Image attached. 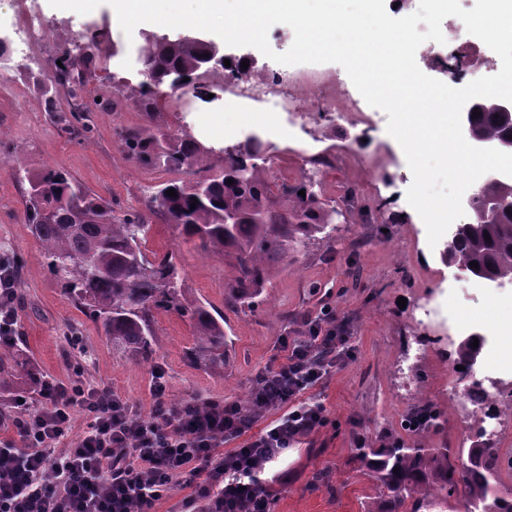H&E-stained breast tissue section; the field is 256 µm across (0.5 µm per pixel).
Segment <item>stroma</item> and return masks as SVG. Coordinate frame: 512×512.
<instances>
[{
	"label": "stroma",
	"mask_w": 512,
	"mask_h": 512,
	"mask_svg": "<svg viewBox=\"0 0 512 512\" xmlns=\"http://www.w3.org/2000/svg\"><path fill=\"white\" fill-rule=\"evenodd\" d=\"M33 6L44 23L36 53L0 69V256L18 273L13 388H29L35 373L63 382L104 383L146 416L154 407L152 375L159 371L172 401L244 405L256 373L275 365L280 337L298 335V317L319 314L327 304L347 325L351 351L310 392L324 406L326 424L276 463L275 472L286 481L269 485L272 512H366L377 482L356 456L363 440L380 445L398 438L411 448H447L454 454L470 448L483 414L454 384L448 353L463 336L481 329L486 351L474 379L512 382V363L494 355L512 331L492 318L496 304L512 302V289L488 292L455 279L438 249L429 247L424 223L406 200L413 176L405 154L386 130L385 112L351 89L345 69L336 63L302 64V71L321 76V84L273 86V100L287 102L276 109L265 101L227 104L224 74L212 72L189 92L184 106L167 96L159 99L156 112L146 114L133 106L141 80L136 50L150 37L177 40L179 30L141 24L128 37L107 4L87 14L58 11L48 0H34ZM461 25L457 17L445 18L443 28H459L458 40L424 42L425 53L416 59L423 73L440 78L434 55L459 46L471 49L469 67L497 61V54ZM93 32L103 35V47L114 54L98 59L85 94L113 98L114 104L93 113L94 132L85 137L63 132L40 100L48 85L46 64L60 40ZM333 81L349 86V105H325ZM117 84L124 87L118 96ZM203 108L223 113L225 125L237 128L236 137L198 124L196 114ZM157 126L193 137L205 149L202 167L215 171L224 164L225 147L259 134L271 184L313 177L322 201L338 212L332 239L313 241L269 263L259 302L250 309L229 301L235 277L230 260L152 219L146 251L174 252L186 295L210 303L224 317L232 352L220 366L191 362L194 327L172 312L155 315L150 359L114 348L85 310L64 295L24 222L19 168L60 166L111 200L116 214L145 209L148 189L174 174L130 160L120 134ZM402 297L407 303L401 307ZM424 403L439 414V427L425 435L405 431L403 418Z\"/></svg>",
	"instance_id": "35a3bbf8"
}]
</instances>
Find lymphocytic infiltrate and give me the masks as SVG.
<instances>
[{"label": "lymphocytic infiltrate", "instance_id": "1", "mask_svg": "<svg viewBox=\"0 0 512 512\" xmlns=\"http://www.w3.org/2000/svg\"><path fill=\"white\" fill-rule=\"evenodd\" d=\"M17 274L0 259V347L16 342ZM305 336L280 337L277 366L260 371L249 405L177 404L163 379L149 416L106 385L40 379V409L16 418L18 440H0V512H154L172 485L192 487L185 512H270L264 473L287 449L324 426L320 402L304 393L342 364L350 338L331 308L304 317ZM278 411L260 433L259 412ZM86 427L70 431L75 413ZM244 438L240 448L224 443Z\"/></svg>", "mask_w": 512, "mask_h": 512}]
</instances>
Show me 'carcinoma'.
<instances>
[{"mask_svg": "<svg viewBox=\"0 0 512 512\" xmlns=\"http://www.w3.org/2000/svg\"><path fill=\"white\" fill-rule=\"evenodd\" d=\"M210 42L149 39L139 50L142 80L139 110L155 111L161 88L186 92L206 76L203 54ZM62 66L47 76L52 95L44 99L48 112L59 111L58 88L67 93L68 113L59 120L77 123L91 132L90 113L104 109L108 101H86L83 89L95 76L96 54L85 51L58 55ZM488 141L500 133L493 112L475 118ZM130 158L146 166L183 169L191 178L171 179L150 192L149 211L163 217L188 239L224 254L236 270L231 300L254 305L268 276V260L284 256L289 248H302L323 234L336 230L338 211L321 201L315 184L304 176L273 190L261 159L263 142L250 136L224 153L217 174L198 168L203 149L193 139L159 128L151 134L130 128L121 138ZM28 184L24 221L39 241L47 263L63 293L81 306L112 339V346L134 357L153 354L155 313L171 311L188 319L196 332L195 361L208 359L224 364V320L217 319L202 301L187 298L176 257L171 252L147 254L146 237L151 225L146 213L117 216L112 202L88 191L60 167H47L23 176ZM233 183H228V180ZM173 188L177 196L167 195ZM305 190V196L298 191ZM196 207H191V203ZM490 239H485L484 234ZM464 262H478V270L512 277V216L502 215L491 224L473 225L453 247ZM471 391L499 418L495 395L475 382ZM437 415L424 404L402 420L410 432L427 434L436 427ZM480 426L467 459L455 461L448 449L431 452L409 448L402 441L374 447L362 441L357 457L377 480V496L371 512H434L446 497L459 494L464 512H512V493L494 494L503 467L496 443ZM399 472H393V469Z\"/></svg>", "mask_w": 512, "mask_h": 512, "instance_id": "obj_1", "label": "carcinoma"}]
</instances>
